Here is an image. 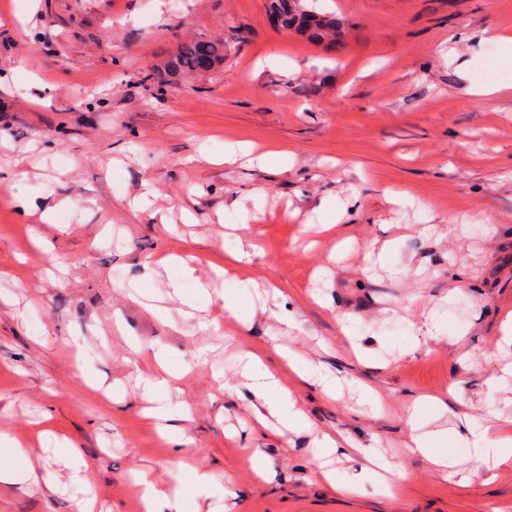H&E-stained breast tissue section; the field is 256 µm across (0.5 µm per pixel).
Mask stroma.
Masks as SVG:
<instances>
[{"label":"stroma","instance_id":"stroma-1","mask_svg":"<svg viewBox=\"0 0 512 512\" xmlns=\"http://www.w3.org/2000/svg\"><path fill=\"white\" fill-rule=\"evenodd\" d=\"M315 6L345 25L332 48L275 28L268 0H0V439L53 476L0 482V512H78L86 494L95 512H139L133 473L162 483L185 462L228 480L220 501L187 488L185 512H512V466L479 474L455 448L442 474L407 450L420 396L455 397L423 411L424 433L512 421V95L472 103L459 76L512 82L482 38L512 32V0ZM195 38L223 42V64L151 78ZM271 55L298 70L266 65ZM235 141L291 158H197L200 143L220 155ZM147 187L149 210L132 211ZM389 188L412 203H388ZM63 198L51 224L21 207ZM328 200L346 208L352 246L339 257L312 228ZM250 241L260 250L246 268L215 277ZM170 255L193 277L162 265ZM227 289L250 304L245 322L225 314ZM434 313L447 332L414 341L409 323ZM159 348L179 374L167 404L180 447L145 413ZM281 348L338 377L336 396L299 384ZM247 350L295 386L304 424L285 426L253 388ZM95 379L122 402L99 398ZM324 434L353 444L330 466L358 495L319 477ZM67 442L92 470L89 493ZM367 449L405 473L397 490L379 489Z\"/></svg>","mask_w":512,"mask_h":512}]
</instances>
